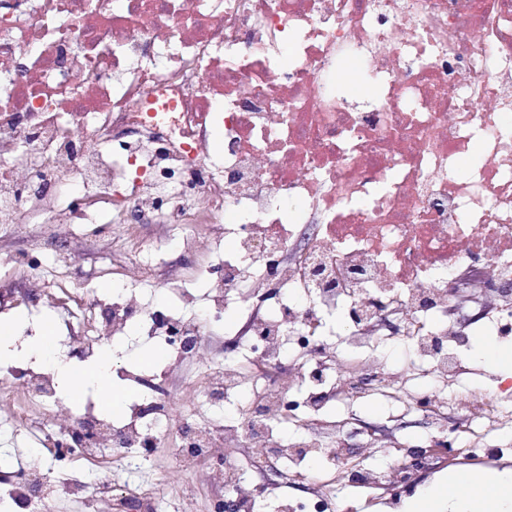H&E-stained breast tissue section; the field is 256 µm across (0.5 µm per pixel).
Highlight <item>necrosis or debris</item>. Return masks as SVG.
Masks as SVG:
<instances>
[{
	"label": "necrosis or debris",
	"instance_id": "4bbe7bcc",
	"mask_svg": "<svg viewBox=\"0 0 512 512\" xmlns=\"http://www.w3.org/2000/svg\"><path fill=\"white\" fill-rule=\"evenodd\" d=\"M346 54L368 67L376 97L328 92ZM510 97L512 0H0V224H92L106 206L112 227L134 215L180 230L183 252L217 259L204 299L180 282V307L156 309L141 291L153 238L127 239L122 280L90 301L72 291L57 239L38 240L0 275V300L24 283L59 309L57 331L83 360L132 330L164 355L191 354L208 314L237 302L253 311L247 364L215 366L201 384L212 400L241 397L238 421L224 426L175 433L166 385L126 366L116 373L135 399L121 414L86 398L61 426L53 374L22 372L39 407L1 392L11 428L49 447L79 442L55 472L16 462L0 493L93 505L104 487L153 512L150 486L101 474L132 472L133 451L171 436L184 469L206 466L233 489L236 512H253L255 489L225 444L259 447L251 470L264 475L290 454L350 439L326 417L338 392L320 325L337 310L357 313L342 329L352 348L379 344L388 317L434 374L453 376L476 326L493 331L512 315ZM296 200L310 224L289 220ZM201 223L211 244L198 238ZM466 276L479 325L450 314ZM292 344L306 383L298 398L275 375ZM407 405L431 417L435 436L450 435L456 462L492 456L479 422L501 416L499 396L465 406L432 389ZM276 422L299 425L303 438L283 443Z\"/></svg>",
	"mask_w": 512,
	"mask_h": 512
}]
</instances>
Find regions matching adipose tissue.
Returning a JSON list of instances; mask_svg holds the SVG:
<instances>
[{
  "label": "adipose tissue",
  "instance_id": "adipose-tissue-1",
  "mask_svg": "<svg viewBox=\"0 0 512 512\" xmlns=\"http://www.w3.org/2000/svg\"><path fill=\"white\" fill-rule=\"evenodd\" d=\"M58 378L64 389H71L77 380L97 382L106 400L108 409H119L125 397L114 390L109 383L112 376V355L104 353L94 364L85 367L83 372L65 363H57ZM512 499V478L496 482H482L472 492H464L455 478H448L438 492L435 501L418 505L414 512H500L501 505Z\"/></svg>",
  "mask_w": 512,
  "mask_h": 512
}]
</instances>
